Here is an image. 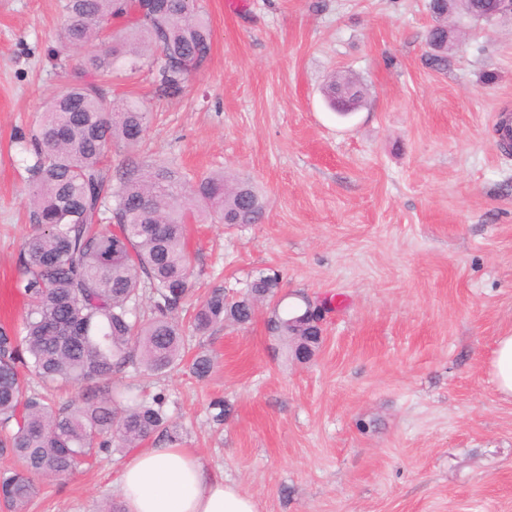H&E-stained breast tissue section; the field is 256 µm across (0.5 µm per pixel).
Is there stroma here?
I'll list each match as a JSON object with an SVG mask.
<instances>
[{
    "label": "stroma",
    "instance_id": "1",
    "mask_svg": "<svg viewBox=\"0 0 512 512\" xmlns=\"http://www.w3.org/2000/svg\"><path fill=\"white\" fill-rule=\"evenodd\" d=\"M211 57L174 98L144 75L111 99L152 113L143 140L112 151L175 161L189 180L250 179L261 223L188 226L193 291L239 297L261 272L280 288L245 324L185 327L204 379L130 374L164 392L178 443L259 512H512V398L491 377L512 332V22L462 25L448 69L428 67V0H201ZM62 0H0V324L21 327L14 288L28 219L19 133L74 83L83 49L62 47ZM348 71L364 104H325ZM325 304L322 342L295 359L268 329L274 308ZM224 401L223 424L212 405ZM129 448L99 451L70 477L43 478L29 512H99L119 501Z\"/></svg>",
    "mask_w": 512,
    "mask_h": 512
}]
</instances>
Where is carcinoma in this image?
Segmentation results:
<instances>
[{
  "label": "carcinoma",
  "instance_id": "carcinoma-1",
  "mask_svg": "<svg viewBox=\"0 0 512 512\" xmlns=\"http://www.w3.org/2000/svg\"><path fill=\"white\" fill-rule=\"evenodd\" d=\"M498 6L429 0L428 65L448 69V10L490 24ZM63 10V46L88 48L85 79L53 96L36 129L20 137L35 225L16 283L27 312L21 330L0 327V456L17 462L0 471V499L11 512H27L36 478L66 477L102 448H134L153 436L176 443L166 396L126 397L114 380L131 369L208 375V354L185 359L176 316L192 288L188 224L200 204L223 224H257L265 208L249 181L222 172L189 188L171 166L132 163L114 176L105 164L112 145L139 144L150 122V113L131 101L114 112L107 80L119 66L145 69L157 96L178 95L212 49L199 0H158L154 12L146 0H64ZM347 94L358 105L365 97L348 74L332 75L323 87L333 109ZM279 285L278 275L260 273L235 301L212 288L194 310L193 329L204 334L226 321H251ZM145 297L152 316L144 321L136 311ZM268 328L301 343L312 337L313 351L321 343L305 311L276 312ZM22 368L45 385L93 383L95 390L56 406L41 394L24 395Z\"/></svg>",
  "mask_w": 512,
  "mask_h": 512
}]
</instances>
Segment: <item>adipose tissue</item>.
<instances>
[{
  "instance_id": "ef3b65f1",
  "label": "adipose tissue",
  "mask_w": 512,
  "mask_h": 512,
  "mask_svg": "<svg viewBox=\"0 0 512 512\" xmlns=\"http://www.w3.org/2000/svg\"><path fill=\"white\" fill-rule=\"evenodd\" d=\"M119 484L125 512H259L253 496L207 473L192 450L177 445L136 453Z\"/></svg>"
}]
</instances>
